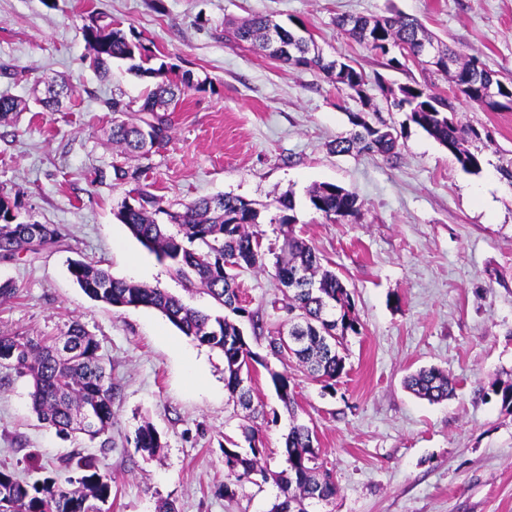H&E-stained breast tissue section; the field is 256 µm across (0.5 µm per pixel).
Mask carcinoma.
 <instances>
[{
  "label": "carcinoma",
  "mask_w": 512,
  "mask_h": 512,
  "mask_svg": "<svg viewBox=\"0 0 512 512\" xmlns=\"http://www.w3.org/2000/svg\"><path fill=\"white\" fill-rule=\"evenodd\" d=\"M336 26L371 51L388 58V64L399 65L401 60L385 49L389 45L401 50L404 59H416L421 42L433 43V37L416 18L404 15L393 17H355L354 25L346 24V17L336 20ZM276 31L292 45V52L281 61L291 67L309 68L334 73L333 82L340 90L363 92L365 78L346 61H324L320 55H309L312 38L272 22L265 16H255L234 31L240 41H258L267 45L268 33ZM83 37L91 52L93 69L104 77L113 60H129V71L140 78L155 80L154 87L137 102L133 109L121 99H112L114 112L149 114L153 120L140 118L139 122L115 121L112 125V144L126 153H148L143 129L148 126L155 133L157 147L169 142L167 120L159 115L177 96L192 87L187 72L173 74L162 63L151 65L154 55L138 41L129 39L118 23L91 24L83 28ZM441 53L455 64L452 88L470 83L472 75L484 76L485 83L463 93L465 100L482 111L495 112L512 109V81H503L499 74L486 68L478 58L461 59L450 49ZM493 83L502 96L499 104L485 101V89ZM398 102L410 113L411 120L448 149L467 172H478L482 151L467 146L468 135L478 136L454 122L448 113L455 111L449 97L433 92L426 85L399 87ZM18 100L0 96V122L16 116ZM354 130L336 138L334 151L350 153L354 150L380 155H391L398 147L397 136L379 126L368 128L351 115ZM138 205H126L115 213L131 233L148 249L172 262L178 278L188 287L199 285L221 306L239 316L253 319L252 313L241 305L234 270L262 265L258 224L261 212L245 200L221 195L192 201L183 211L168 214L170 224L155 219V198L147 190L136 188ZM311 207L329 221L349 222L361 209L357 195L339 185L322 183L308 192ZM21 203L18 196L0 191V258L12 259L24 252L40 253L55 247L61 238L58 228L48 224H30L19 221ZM279 214L269 223L279 225L283 237L282 256L275 264V276L285 288L283 309L288 315V335L298 344L290 348L288 358L296 361L307 373L323 382L340 377L344 357L338 348L348 333H359V322L354 314L351 294L335 272L322 266L316 250L293 231L296 223L295 203L292 197L277 200ZM232 260L236 269L224 267ZM70 273L81 290L92 300L115 308L147 307L159 311L185 336L201 345L221 351L224 355L225 384L231 397L248 410L247 419H256L259 410L253 406L251 385H243L246 359L254 357L248 342L242 341V330L224 317H213L183 303L177 296L159 287H150L133 281L118 279L100 267L83 261L70 265ZM300 273L307 287L294 288L291 277ZM0 367L26 377L32 384L31 410L38 421L55 429L63 437L80 433L78 416L86 407H93L98 419L97 430L86 435L90 442L100 441V447H112L108 433L112 427V371L108 370L100 354V344L77 321L59 336L34 339L20 333L0 334ZM277 397L289 410H294L295 391L291 377L286 373H270ZM405 387L421 399L438 402L454 392L448 376L435 367L421 369L405 379ZM490 390L501 402V407L512 412V383L493 382ZM244 442L248 450L239 451L240 444L228 441L224 462L236 482H255V477L267 480L260 463L263 449L259 429L243 426ZM135 448L142 455L152 457L161 447L160 436L150 424L140 426L135 435ZM287 469L278 478L280 500L271 512H309L312 504L330 505L336 496V484L330 470L321 461V451L315 430L292 422L285 438ZM74 475L46 476L27 481L19 479L7 469H0V512H109L105 505L112 499V478L100 472L95 457L76 452L69 462Z\"/></svg>",
  "instance_id": "cac0c4a2"
}]
</instances>
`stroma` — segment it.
Segmentation results:
<instances>
[{"mask_svg":"<svg viewBox=\"0 0 512 512\" xmlns=\"http://www.w3.org/2000/svg\"><path fill=\"white\" fill-rule=\"evenodd\" d=\"M392 9L512 78V0H0V96L29 105L17 122L0 123V190L18 195L23 221L54 225L64 237L57 250L0 260V283L17 288L0 302V333L55 336L79 321L110 361L114 386L112 447L104 451L38 422L28 379L0 368V467L27 480L61 475L64 458L78 450L111 475V512H156L163 500L176 512H269L275 477L287 467L290 417L270 374L285 371L296 384V415L314 427L333 471V512H512V414L487 393L494 380L512 382V110L454 99L457 121L480 133L476 173L409 113L391 110L401 86L425 83L443 94L449 87L423 63L387 66L335 24L341 14ZM255 14L304 26L326 59L352 60L366 78V99L236 40L233 24ZM94 21L120 23L159 61L193 77L167 114L168 144L147 156L129 158L112 145L106 102L138 101L151 81L121 60L108 79L96 76L82 36ZM60 77L68 95L60 110L45 111L38 100ZM360 111L397 133L396 155L331 151ZM116 162L140 170L161 209L223 194L262 211L263 265L239 270L237 284L264 333L254 336L249 318L237 324L256 355L250 370L264 405L255 424L267 481L235 482L224 465L225 442L241 440L244 420L225 387L223 353L156 310L91 300L71 278L70 261L93 262L211 315L228 314L201 288H184L170 262L117 219L129 184L95 179ZM319 183L355 192L359 216L326 222L307 194ZM286 194L295 199L296 234L343 279L360 323L329 387L268 347V336L286 327L274 269L282 237L271 222ZM430 366L455 383L454 397L432 403L404 388L407 375ZM146 422L162 443L149 459L134 444ZM228 485L234 496H225Z\"/></svg>","mask_w":512,"mask_h":512,"instance_id":"obj_1","label":"stroma"}]
</instances>
